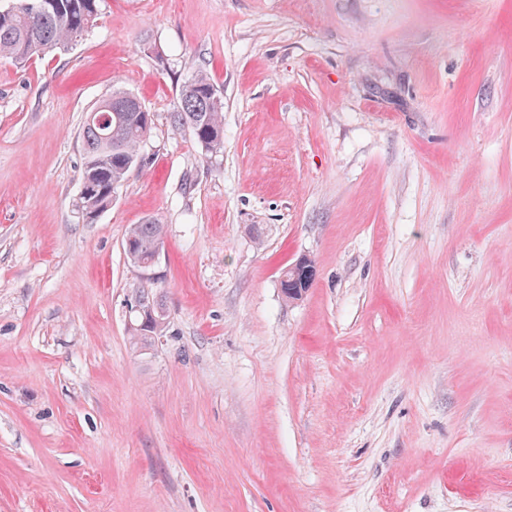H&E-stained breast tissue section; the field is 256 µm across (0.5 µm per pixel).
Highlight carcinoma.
Returning <instances> with one entry per match:
<instances>
[{
	"label": "carcinoma",
	"instance_id": "obj_1",
	"mask_svg": "<svg viewBox=\"0 0 512 512\" xmlns=\"http://www.w3.org/2000/svg\"><path fill=\"white\" fill-rule=\"evenodd\" d=\"M39 10L14 8L0 10V57L24 65L34 57L68 47L94 25L98 0H30ZM127 92L117 89L112 96L85 113L82 139L85 162L80 182L85 193L78 197L76 207L84 224H94L100 214L112 206L115 190L138 166L141 145L152 130L150 113L141 108L112 112L122 104ZM218 98L209 76L198 71L183 85L173 122L189 130L194 141L207 154L224 149V102ZM163 241V225L155 218L130 226L123 249L128 262L134 266L152 259ZM281 288L285 297L297 300L307 291L294 282L296 274L283 272ZM139 306L152 315L149 323L138 319L132 327L131 340L141 350L151 349L155 337L164 331L167 320L162 300L150 288L135 293Z\"/></svg>",
	"mask_w": 512,
	"mask_h": 512
}]
</instances>
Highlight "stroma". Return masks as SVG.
Listing matches in <instances>:
<instances>
[{"label": "stroma", "mask_w": 512, "mask_h": 512, "mask_svg": "<svg viewBox=\"0 0 512 512\" xmlns=\"http://www.w3.org/2000/svg\"><path fill=\"white\" fill-rule=\"evenodd\" d=\"M199 68L214 155L170 122ZM117 87L154 125L84 224ZM0 512H512V0H98L0 58ZM163 229V224L155 218L131 225L123 244L128 262L139 266L151 260L157 249L164 244ZM134 298L144 311L152 315L151 320H148L149 323L143 324V318L140 316L137 323L132 327L131 340L133 345L140 351H146L154 346V336H158L164 331L168 316L162 300L153 293L151 288H138ZM139 306L136 305L131 309L132 312L136 313V316L142 312Z\"/></svg>", "instance_id": "stroma-1"}]
</instances>
